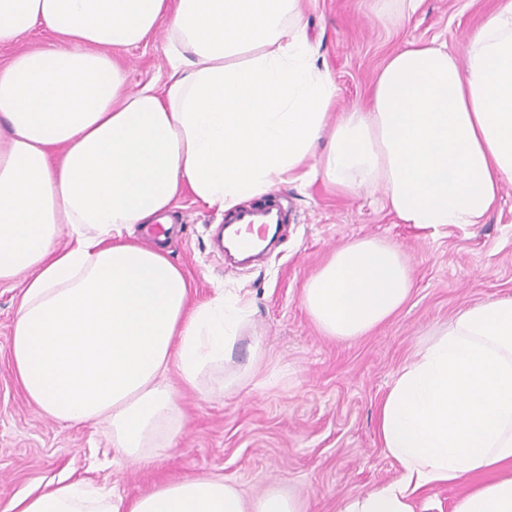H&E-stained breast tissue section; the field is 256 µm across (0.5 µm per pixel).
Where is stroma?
<instances>
[{
  "instance_id": "stroma-1",
  "label": "stroma",
  "mask_w": 512,
  "mask_h": 512,
  "mask_svg": "<svg viewBox=\"0 0 512 512\" xmlns=\"http://www.w3.org/2000/svg\"><path fill=\"white\" fill-rule=\"evenodd\" d=\"M499 0H421L399 20L401 0H303L308 38L319 67L336 85V109L364 102L389 58L406 42L458 49ZM165 31L114 51L130 88L162 84ZM289 206L280 240L260 260L225 257L212 228L221 213L191 193L177 203L164 245L186 272L191 303L217 285L237 288L254 314L233 365L229 392L182 390V433L152 464L114 450L106 425L65 426L43 415L19 385L9 357L23 278L0 284V512L12 500L68 480L118 490L129 499L186 476H221L248 497L269 489L293 495L303 512H338L342 501L393 479L396 462L377 432L379 406L398 372L458 311L512 297V183L485 223L436 233L397 216L367 194H342L324 180L279 188ZM376 238L402 251L413 280L409 299L369 335H323L301 303L309 277L336 248ZM260 336L265 353L253 360Z\"/></svg>"
}]
</instances>
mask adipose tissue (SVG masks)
<instances>
[{"instance_id": "ef3b65f1", "label": "adipose tissue", "mask_w": 512, "mask_h": 512, "mask_svg": "<svg viewBox=\"0 0 512 512\" xmlns=\"http://www.w3.org/2000/svg\"><path fill=\"white\" fill-rule=\"evenodd\" d=\"M302 0H0V43L42 28L50 47L0 68V283L26 275L10 340L15 375L47 417L107 423L144 462L180 431L178 386L233 361L250 303L190 283L136 228L166 222L183 192L224 212L277 184L373 188L401 223H484L512 183V0L459 51L412 42L367 106L332 117ZM166 30L162 86L130 89L113 49ZM65 247H58L60 236ZM394 245L336 249L302 290L320 330L374 331L407 300ZM398 472L339 512H415L428 487L494 478L453 512H512V298L461 310L402 368L378 412ZM9 512H300L271 489L246 501L221 477H186L127 500L74 481Z\"/></svg>"}]
</instances>
